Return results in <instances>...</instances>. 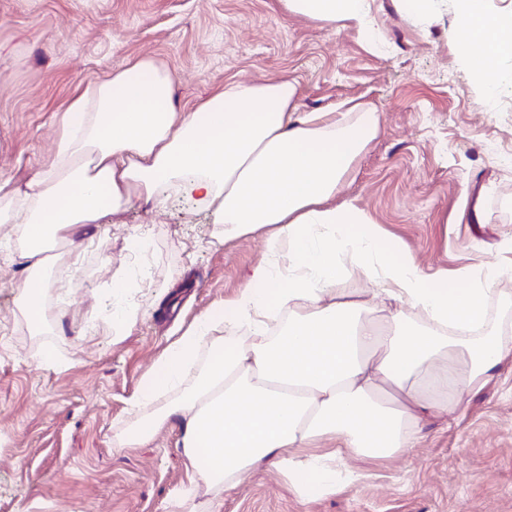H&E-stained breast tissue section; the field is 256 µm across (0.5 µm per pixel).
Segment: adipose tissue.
<instances>
[{"mask_svg": "<svg viewBox=\"0 0 512 512\" xmlns=\"http://www.w3.org/2000/svg\"><path fill=\"white\" fill-rule=\"evenodd\" d=\"M286 10L370 38L365 0H283ZM469 24L455 48L487 102L512 89V21L455 0ZM297 86L232 80L177 111L171 72L148 57L84 89L60 117L59 146L25 187L0 176V223L16 225L29 274L17 299L43 314L45 251L131 201L171 196L213 210L225 238L265 232L267 254L222 307L202 316L143 381L137 405L213 360L194 387L123 439L142 445L170 418L190 483L220 492L275 468L302 498L355 478L339 460L405 453L428 424L460 415L512 357V294L498 265L426 273L353 202L337 196L379 131L370 108L300 113ZM358 271L373 301L339 282ZM223 335H215L216 326Z\"/></svg>", "mask_w": 512, "mask_h": 512, "instance_id": "1", "label": "adipose tissue"}]
</instances>
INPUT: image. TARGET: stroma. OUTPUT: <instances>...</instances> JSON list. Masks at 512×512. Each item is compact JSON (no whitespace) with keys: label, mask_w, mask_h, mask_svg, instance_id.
<instances>
[{"label":"stroma","mask_w":512,"mask_h":512,"mask_svg":"<svg viewBox=\"0 0 512 512\" xmlns=\"http://www.w3.org/2000/svg\"><path fill=\"white\" fill-rule=\"evenodd\" d=\"M367 7L377 49L354 28L286 14L280 0H0V174L24 186L51 157L70 100L138 58L172 73L181 111L226 81L285 76L300 112H379L342 199L423 270L499 263L512 292V174L490 151L512 147V92L498 112L475 86L450 39L452 0L430 21L403 0ZM217 232L213 211L176 196L88 225L70 287L39 298L48 326L38 333L17 303L24 263L0 260V332L26 347L19 365L0 348V512H512L511 370L401 456L345 454L358 480L310 500L272 467L221 496L191 487L175 419L149 443L114 446L143 416L133 401L145 377L264 256L262 234L225 242ZM139 235L153 239L150 282L132 296L134 323L117 330L112 279Z\"/></svg>","instance_id":"stroma-1"}]
</instances>
